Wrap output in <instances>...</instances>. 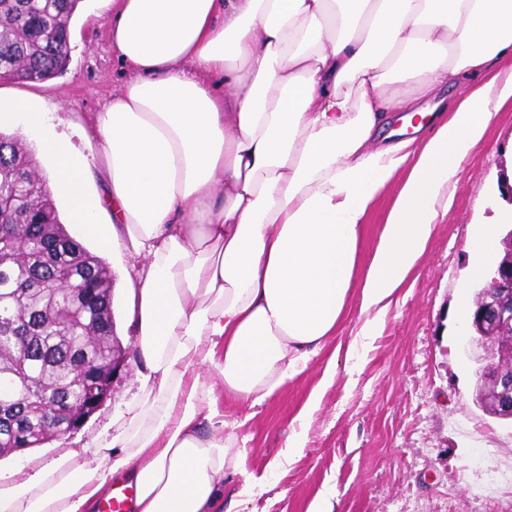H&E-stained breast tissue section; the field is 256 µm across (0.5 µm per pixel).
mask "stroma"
Here are the masks:
<instances>
[{
  "instance_id": "1",
  "label": "stroma",
  "mask_w": 512,
  "mask_h": 512,
  "mask_svg": "<svg viewBox=\"0 0 512 512\" xmlns=\"http://www.w3.org/2000/svg\"><path fill=\"white\" fill-rule=\"evenodd\" d=\"M110 0H81L71 24L70 57L62 75L41 82L7 80L5 89L38 99L58 134L84 156L96 151L79 126L84 115L119 91L123 76L109 49ZM512 175V104L491 119L485 140L463 161L455 200L433 228L409 288L403 289L378 336L358 357L349 347L364 321L358 304L304 372L274 398L250 406L223 394L224 420L245 441L244 466L253 480L241 512H309L320 496L334 512H512V423L475 402L482 349L468 345L460 306H474L481 281L472 279L469 241L477 225L512 212L503 174ZM391 184L365 218L358 263L366 265L398 193ZM125 362L113 391L84 425L62 438L0 457V474L30 454L50 460L91 445L137 393L133 339L114 335ZM336 379L308 428L302 454L277 472L292 421L318 384L328 360Z\"/></svg>"
}]
</instances>
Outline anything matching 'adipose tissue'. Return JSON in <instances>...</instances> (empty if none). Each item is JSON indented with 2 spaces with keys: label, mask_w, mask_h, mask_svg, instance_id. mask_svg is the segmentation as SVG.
Masks as SVG:
<instances>
[{
  "label": "adipose tissue",
  "mask_w": 512,
  "mask_h": 512,
  "mask_svg": "<svg viewBox=\"0 0 512 512\" xmlns=\"http://www.w3.org/2000/svg\"><path fill=\"white\" fill-rule=\"evenodd\" d=\"M110 47L125 80L84 118L93 157L42 104L0 93V120L52 161L69 222L130 253L138 393L92 446L11 473L0 512H95L116 476L132 512H238L240 439L199 369L263 404L335 335L354 285L358 335H377L461 161L512 103V0H112ZM469 82L447 114L419 105ZM395 181L357 273L363 219ZM335 379L331 361L269 470L305 448Z\"/></svg>",
  "instance_id": "obj_1"
}]
</instances>
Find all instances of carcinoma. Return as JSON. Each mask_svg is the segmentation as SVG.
Here are the masks:
<instances>
[{
    "label": "carcinoma",
    "mask_w": 512,
    "mask_h": 512,
    "mask_svg": "<svg viewBox=\"0 0 512 512\" xmlns=\"http://www.w3.org/2000/svg\"><path fill=\"white\" fill-rule=\"evenodd\" d=\"M80 0H0V73L44 81ZM35 154L0 132V456L71 432L69 406L112 375V273L73 237ZM72 275L80 289L61 290Z\"/></svg>",
    "instance_id": "carcinoma-1"
}]
</instances>
